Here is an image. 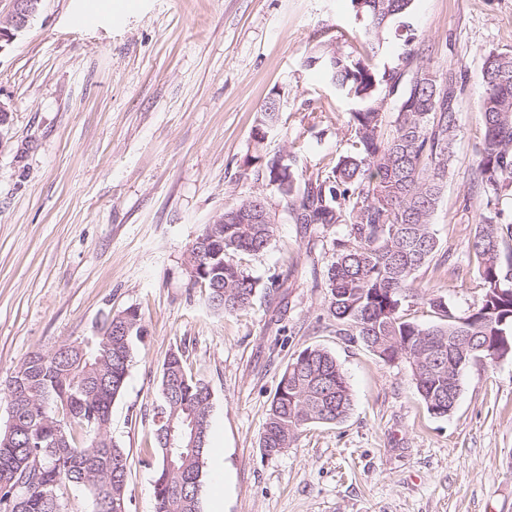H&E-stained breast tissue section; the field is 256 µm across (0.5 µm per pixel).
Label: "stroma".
I'll list each match as a JSON object with an SVG mask.
<instances>
[{
  "instance_id": "obj_1",
  "label": "stroma",
  "mask_w": 512,
  "mask_h": 512,
  "mask_svg": "<svg viewBox=\"0 0 512 512\" xmlns=\"http://www.w3.org/2000/svg\"><path fill=\"white\" fill-rule=\"evenodd\" d=\"M94 5L98 23L74 27ZM361 27L350 0H42L0 54V101L11 108L0 146V396L30 352L138 308L147 334L112 406V438L129 459L127 512H155L146 449L176 349L211 392L201 512L216 493L223 512H512V356L470 362L452 413L431 415L409 363L382 362L327 314L321 283L348 225L284 219L283 199L245 164L285 151L308 179L346 153L351 105L305 62ZM413 48L462 76L453 160L432 216L439 250L402 306L430 326V299L460 314L480 299L477 91L484 53L512 50V0H414L374 63L397 65ZM274 95L281 123L259 149L252 128ZM259 193L278 217L274 236L238 261L260 289L250 307L216 313L189 279L187 249L203 224ZM314 347L334 356L352 409L264 455L281 374Z\"/></svg>"
}]
</instances>
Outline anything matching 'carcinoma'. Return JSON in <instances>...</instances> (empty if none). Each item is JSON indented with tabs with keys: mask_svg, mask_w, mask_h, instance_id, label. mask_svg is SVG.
I'll return each mask as SVG.
<instances>
[{
	"mask_svg": "<svg viewBox=\"0 0 512 512\" xmlns=\"http://www.w3.org/2000/svg\"><path fill=\"white\" fill-rule=\"evenodd\" d=\"M414 0H351L364 21L350 49L336 47V60L311 56L336 93L353 102L348 113L351 147L323 177L307 179L303 192L293 180L276 191L298 224L346 223L352 242L336 253L327 271V313L371 351L409 347L419 353L414 376L427 410L437 418L452 406L450 375L469 351L456 337L477 346H512V224L500 221L503 199L512 196V50L484 54L480 109L484 133L477 181L489 215L473 244L481 302L459 315L441 298L430 299L440 322L422 327L401 315L412 275L439 249L432 216L453 156L458 127L451 70H433L409 52L402 63L378 70L372 59L384 34ZM399 95L389 109L386 99ZM274 235L272 224H205L188 248L193 283L206 289L216 312L250 306L258 281L235 261L259 253ZM494 288L505 291L489 298ZM145 328L138 308L106 317L91 344L78 351L69 342L53 351L31 352L11 379L20 393L13 418L0 431V512H67L66 491L87 495L93 512H114L126 500L127 455L112 441V405L122 394L136 343ZM351 393L336 359L317 348L302 350L287 365L269 403L260 448L277 455L312 423L347 417ZM211 393L186 371L181 350L162 367L153 415L149 464L154 468L157 512H201L209 442ZM181 447L167 449L168 427Z\"/></svg>",
	"mask_w": 512,
	"mask_h": 512,
	"instance_id": "cac0c4a2",
	"label": "carcinoma"
}]
</instances>
